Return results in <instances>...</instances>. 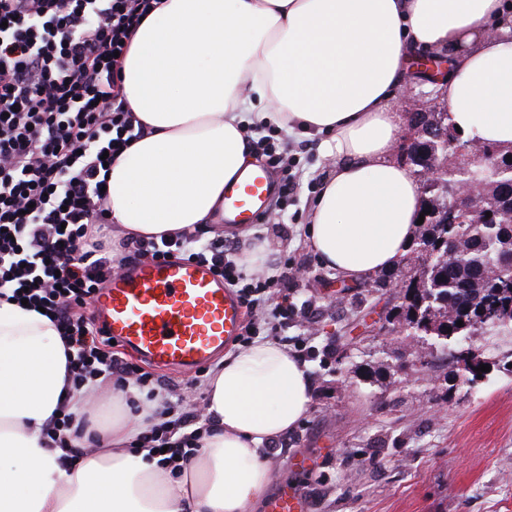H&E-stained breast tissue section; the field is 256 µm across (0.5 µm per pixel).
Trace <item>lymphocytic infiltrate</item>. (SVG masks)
Wrapping results in <instances>:
<instances>
[{"label":"lymphocytic infiltrate","instance_id":"lymphocytic-infiltrate-1","mask_svg":"<svg viewBox=\"0 0 512 512\" xmlns=\"http://www.w3.org/2000/svg\"><path fill=\"white\" fill-rule=\"evenodd\" d=\"M155 6V0H0V298H25L54 316L75 389L104 379L160 402L168 420L151 424L137 445L172 465L197 452L200 412L185 389L150 381L101 348L84 310L114 271L145 258L207 265L283 342L297 311L266 294L287 285V273L264 277L227 261L239 244L208 237L205 229L160 241L112 237L104 160L118 158L132 138L122 55Z\"/></svg>","mask_w":512,"mask_h":512}]
</instances>
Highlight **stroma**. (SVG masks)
Here are the masks:
<instances>
[{"label":"stroma","instance_id":"obj_1","mask_svg":"<svg viewBox=\"0 0 512 512\" xmlns=\"http://www.w3.org/2000/svg\"><path fill=\"white\" fill-rule=\"evenodd\" d=\"M284 145L299 186L278 223L224 231L262 237L302 268L288 292L315 312L288 331L314 392L272 457L271 493L289 489L305 512H512V373L491 368L472 387L439 345L364 335L354 308L375 313L389 292L347 283L313 254L304 227L332 161L315 140L289 136Z\"/></svg>","mask_w":512,"mask_h":512}]
</instances>
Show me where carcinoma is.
<instances>
[{
  "label": "carcinoma",
  "mask_w": 512,
  "mask_h": 512,
  "mask_svg": "<svg viewBox=\"0 0 512 512\" xmlns=\"http://www.w3.org/2000/svg\"><path fill=\"white\" fill-rule=\"evenodd\" d=\"M429 124L448 126V141L425 138L419 146L407 148L406 162L419 173L424 162L435 160L448 164L442 177L426 186L423 224L417 226L415 238L397 269L378 279L376 287L383 288L392 280L399 291L387 318L389 331L410 335L407 327L423 323L431 335L456 342L452 349L453 362L463 365L465 381L475 383L484 376L477 370L478 362H469L472 346L461 339L476 335L481 322L479 308L484 304L499 305L503 319L491 328L493 336L512 335V274L490 268L499 254L512 249V176L504 174L493 182L488 191L490 202L478 201L468 210L447 216L449 189L464 180L463 167L475 173L483 168L489 156L508 169L512 162V147L484 142L477 145L478 154L472 159L459 158L456 144L465 139L448 125L446 112H421ZM462 326H456L458 321Z\"/></svg>",
  "instance_id": "1"
}]
</instances>
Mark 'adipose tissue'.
Returning <instances> with one entry per match:
<instances>
[{"label":"adipose tissue","mask_w":512,"mask_h":512,"mask_svg":"<svg viewBox=\"0 0 512 512\" xmlns=\"http://www.w3.org/2000/svg\"><path fill=\"white\" fill-rule=\"evenodd\" d=\"M453 61L437 91L469 139L512 145V0H161L131 39L122 87L138 134L113 161L117 234L170 238L211 223L253 164L248 129L317 139L333 167L305 228L350 282L398 266L422 194L394 154L395 101L421 53ZM313 380L274 340L237 345L212 373L199 450L178 468L144 457L135 387L74 390L55 324L0 299V512H254L271 484L266 443L307 415ZM96 409L98 436L47 437L62 406Z\"/></svg>","instance_id":"adipose-tissue-1"}]
</instances>
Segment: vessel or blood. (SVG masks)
<instances>
[{"label":"vessel or blood","mask_w":512,"mask_h":512,"mask_svg":"<svg viewBox=\"0 0 512 512\" xmlns=\"http://www.w3.org/2000/svg\"><path fill=\"white\" fill-rule=\"evenodd\" d=\"M270 193L262 164L224 188V223L250 228ZM92 315L116 345L152 365L180 373L205 365L239 335L243 309L206 265L181 260L146 263L106 283Z\"/></svg>","instance_id":"b4317fda"}]
</instances>
